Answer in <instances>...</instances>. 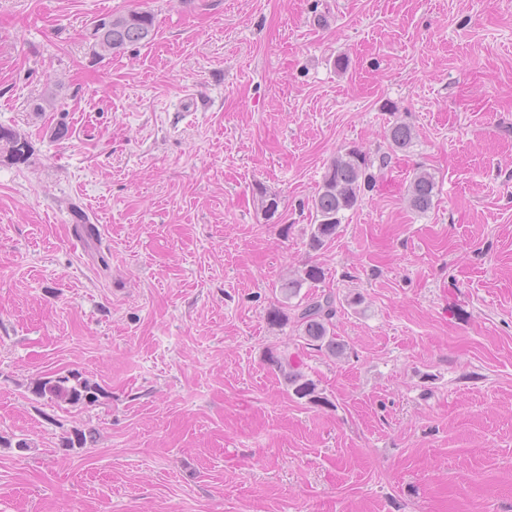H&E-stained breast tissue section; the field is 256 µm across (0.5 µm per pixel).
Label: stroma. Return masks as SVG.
I'll use <instances>...</instances> for the list:
<instances>
[{"label":"stroma","instance_id":"1","mask_svg":"<svg viewBox=\"0 0 512 512\" xmlns=\"http://www.w3.org/2000/svg\"><path fill=\"white\" fill-rule=\"evenodd\" d=\"M0 126V512H512V0H0ZM353 149L376 187L311 250ZM310 264L344 357L268 324ZM68 370L97 402L32 394ZM101 21V22H100ZM102 27L108 26L107 49L99 47L100 31L91 33L92 48L97 55L103 53H120L131 47L148 43L155 34V17L149 11H132L124 14H110L99 19ZM97 47L101 49L100 52ZM0 144L14 163H25L30 156L29 140L13 129L0 127ZM436 188L437 183L433 173L428 171L416 173L408 190V202L411 209L418 213L428 211L433 205ZM268 358L282 374L288 392L291 390L297 398L307 399V401L316 405L327 404L328 399L322 396L323 393L318 388V384L309 378L298 365L292 364L289 360L281 358L273 352L269 353Z\"/></svg>","mask_w":512,"mask_h":512}]
</instances>
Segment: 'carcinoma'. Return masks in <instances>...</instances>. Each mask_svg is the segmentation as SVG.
Listing matches in <instances>:
<instances>
[{
	"mask_svg": "<svg viewBox=\"0 0 512 512\" xmlns=\"http://www.w3.org/2000/svg\"><path fill=\"white\" fill-rule=\"evenodd\" d=\"M101 25L108 26L107 53H119L131 47L143 45L153 39L155 17L149 11H132L110 14L100 18ZM413 132L407 124H395L389 130V141L397 149L410 147ZM0 145L7 149L9 159L24 163L31 153L29 140L13 129L0 127ZM366 155L352 150L334 159L326 168L322 185L311 200L312 224L309 225L308 245L321 250L336 238L345 218V212L354 209L364 192L372 189L374 175L369 172ZM435 175L421 171L414 175L408 190V202L418 213L428 211L436 194ZM324 277L317 265H309L296 278L284 281L280 288L281 301L271 308L267 320L271 326H282L293 319L299 336L310 346L333 356L344 353L345 346L336 338V296L331 292L300 296L306 284H315ZM269 360L282 374L292 394L313 404H328L318 384L299 366L277 354L269 353ZM33 393L40 399L73 406L92 404L102 393L101 387L78 372L69 371L38 381Z\"/></svg>",
	"mask_w": 512,
	"mask_h": 512,
	"instance_id": "1",
	"label": "carcinoma"
}]
</instances>
